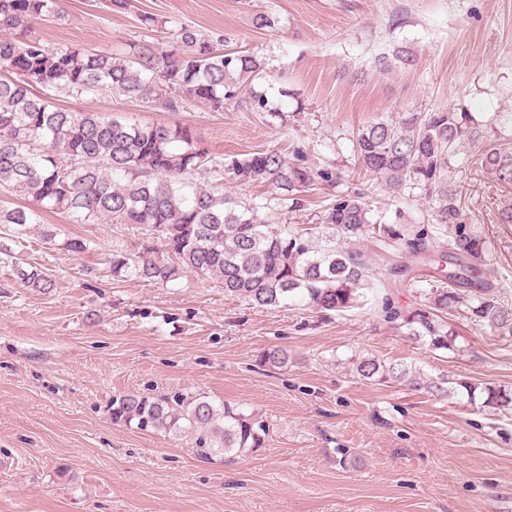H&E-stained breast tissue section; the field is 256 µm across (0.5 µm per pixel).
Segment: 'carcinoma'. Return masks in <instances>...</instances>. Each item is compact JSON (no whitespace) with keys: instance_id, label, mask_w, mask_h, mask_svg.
Here are the masks:
<instances>
[{"instance_id":"obj_1","label":"carcinoma","mask_w":512,"mask_h":512,"mask_svg":"<svg viewBox=\"0 0 512 512\" xmlns=\"http://www.w3.org/2000/svg\"><path fill=\"white\" fill-rule=\"evenodd\" d=\"M64 0H0V195H23L27 204L0 201V236L16 240L42 224V215L63 214L73 224H124L146 231L134 251H112V274L166 285L190 270L217 278L224 294L244 298L269 310L304 304L321 313L359 305L362 289L383 287L386 273L376 256L351 246L365 231L386 242H402L409 254L436 263L437 284L424 300L406 310L383 296L386 318L400 322L430 350H454L447 316L461 310L466 318L512 338V305L494 291V270L484 257L489 241L466 222L462 197L448 174L457 146L482 137L470 113L451 108L395 120H377L359 129L354 152L359 165L382 186L396 192L419 189L432 201V220L448 229L449 250L431 249L428 225L382 223L373 216L364 191L336 195L319 217L341 242L317 228L294 229L260 217L266 203L245 204L224 193V178L243 184H267L302 210L305 193L339 176L308 165L299 149L286 157L272 149L242 157L217 158L187 127L141 125L98 112H72L55 97L109 92L178 112L197 101L215 111L231 102L254 112L269 111L263 96L246 91L261 78L265 62L241 51L222 52L202 33L182 25L162 47L144 41L127 52L52 47L31 36L42 21L65 19ZM415 56L395 50L375 58L383 71L407 69ZM501 185H512V147L503 143L484 150L474 161ZM13 274L41 290L52 276L5 251ZM452 267L446 271V267ZM259 362L276 368L288 364V351L271 348ZM361 380L423 386L436 395L467 397L502 414L512 409V389L483 387L448 378L422 381L410 367L373 355L349 358ZM114 423H136L141 430L186 434L199 455L232 462L264 447L269 428L253 412L206 396L190 399L148 398L136 394L112 400Z\"/></svg>"}]
</instances>
